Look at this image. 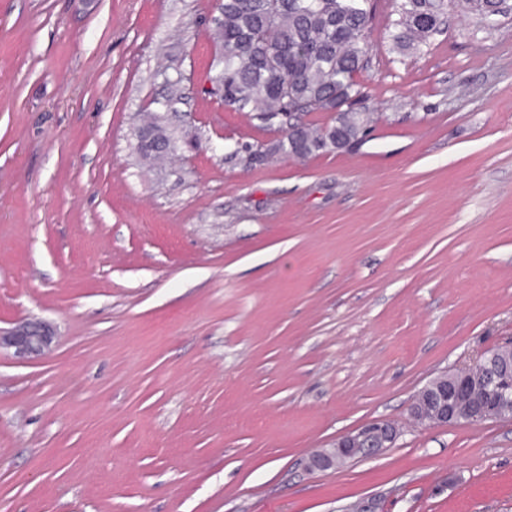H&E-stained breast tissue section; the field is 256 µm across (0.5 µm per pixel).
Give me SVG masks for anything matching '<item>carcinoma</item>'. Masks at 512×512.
Returning <instances> with one entry per match:
<instances>
[{
	"mask_svg": "<svg viewBox=\"0 0 512 512\" xmlns=\"http://www.w3.org/2000/svg\"><path fill=\"white\" fill-rule=\"evenodd\" d=\"M213 37L219 47L211 77L224 107L263 125L280 112L296 119L332 113L331 124L305 123L259 152L307 158L358 137L372 113L357 112L355 76L367 62L371 0H219ZM393 45L418 48L442 32L448 0H396Z\"/></svg>",
	"mask_w": 512,
	"mask_h": 512,
	"instance_id": "obj_1",
	"label": "carcinoma"
}]
</instances>
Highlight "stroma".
I'll list each match as a JSON object with an SVG mask.
<instances>
[{
  "mask_svg": "<svg viewBox=\"0 0 512 512\" xmlns=\"http://www.w3.org/2000/svg\"><path fill=\"white\" fill-rule=\"evenodd\" d=\"M372 3L365 134L253 164L282 133L209 91L217 0H0V327L58 331L0 354V512H512V421L306 468L512 343V11L403 55ZM56 338V331L51 323L30 319L7 329L0 327V351L13 349V355L17 359L33 360L49 351Z\"/></svg>",
  "mask_w": 512,
  "mask_h": 512,
  "instance_id": "stroma-1",
  "label": "stroma"
}]
</instances>
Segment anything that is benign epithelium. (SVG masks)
Wrapping results in <instances>:
<instances>
[{"label": "benign epithelium", "mask_w": 512, "mask_h": 512, "mask_svg": "<svg viewBox=\"0 0 512 512\" xmlns=\"http://www.w3.org/2000/svg\"><path fill=\"white\" fill-rule=\"evenodd\" d=\"M56 342L54 326L30 319L4 329L0 327V350L11 349L19 360L42 356ZM512 349L485 352L467 367L429 381L414 395L410 417L422 426L483 424L512 420ZM400 430L383 419L362 424L337 438L326 448L313 451L307 462L310 471L335 469L339 464L370 458L395 444Z\"/></svg>", "instance_id": "1"}]
</instances>
